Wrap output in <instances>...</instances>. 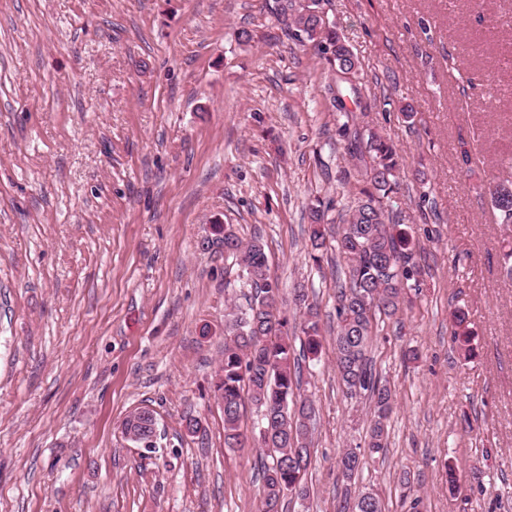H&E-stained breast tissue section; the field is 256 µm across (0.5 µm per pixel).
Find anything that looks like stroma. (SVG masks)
<instances>
[{
    "instance_id": "stroma-1",
    "label": "stroma",
    "mask_w": 512,
    "mask_h": 512,
    "mask_svg": "<svg viewBox=\"0 0 512 512\" xmlns=\"http://www.w3.org/2000/svg\"><path fill=\"white\" fill-rule=\"evenodd\" d=\"M274 3L0 0V512H257L267 451L225 447L214 392L224 316L244 301L201 248L217 222L264 243L288 320L297 285L319 306L307 496L282 507L337 512L336 461L370 411L336 377V266L310 260L308 215L352 205L358 176L328 66ZM320 8L376 101L355 125L401 156L397 211L423 270L373 338L394 408L356 488L386 512H407L404 478L420 512H512V229L486 192L512 181V0ZM140 408L150 450L121 431Z\"/></svg>"
}]
</instances>
